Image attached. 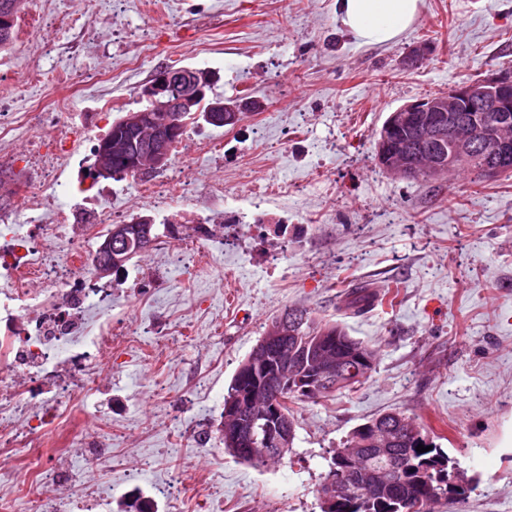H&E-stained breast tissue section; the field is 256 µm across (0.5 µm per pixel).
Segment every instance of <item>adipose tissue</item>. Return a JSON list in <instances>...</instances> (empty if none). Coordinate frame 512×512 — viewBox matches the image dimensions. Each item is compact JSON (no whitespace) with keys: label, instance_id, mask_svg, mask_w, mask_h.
Segmentation results:
<instances>
[{"label":"adipose tissue","instance_id":"1","mask_svg":"<svg viewBox=\"0 0 512 512\" xmlns=\"http://www.w3.org/2000/svg\"><path fill=\"white\" fill-rule=\"evenodd\" d=\"M421 0H336L337 17L364 44H387L417 19Z\"/></svg>","mask_w":512,"mask_h":512}]
</instances>
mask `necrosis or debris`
I'll return each instance as SVG.
<instances>
[{
	"label": "necrosis or debris",
	"mask_w": 512,
	"mask_h": 512,
	"mask_svg": "<svg viewBox=\"0 0 512 512\" xmlns=\"http://www.w3.org/2000/svg\"><path fill=\"white\" fill-rule=\"evenodd\" d=\"M65 128L34 144L38 175L19 189L17 206L0 212V446L24 451L19 459L0 455V475L24 470L27 512H61L74 480L71 449H79L86 465H112L111 416L99 415L98 435L85 438L69 433L59 405L111 400V388L96 375L99 366L112 362L114 337L134 336L149 348L155 337L175 328L162 313L129 326L113 320L112 285L97 279L93 255L107 226L127 223L128 217L109 207L111 189L74 192L60 165L72 161L74 143L94 127L69 121ZM135 188L158 222L171 227L153 246L163 263L129 269L120 279L139 304L149 301L153 289L173 287L172 267L194 268L201 250L218 241V226L288 222L287 215L269 208L278 192L273 183L254 187L245 207L223 186L192 184L174 173L136 182ZM198 194L223 199V209L183 208L185 198ZM183 224L192 225V235L180 233Z\"/></svg>",
	"instance_id": "1"
}]
</instances>
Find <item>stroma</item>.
Listing matches in <instances>:
<instances>
[{"label": "stroma", "mask_w": 512, "mask_h": 512, "mask_svg": "<svg viewBox=\"0 0 512 512\" xmlns=\"http://www.w3.org/2000/svg\"><path fill=\"white\" fill-rule=\"evenodd\" d=\"M425 56L408 61L417 45ZM215 71L213 95H249L262 111L237 127L197 125L223 139L221 165L198 153L183 175L223 183L247 204L251 187L287 186L267 224L224 238L212 273L112 315H181L154 351L114 350L112 468L83 470L113 498L192 484L178 512H321L317 489L335 448L357 425L401 412L471 477L466 497L436 512H512V176L397 179L375 156L378 132L405 103L512 71V0H422L394 42L358 44L336 0H24L14 43L0 51V106L10 116L75 118L100 99L109 129L138 109L164 66ZM391 289L393 302L341 317L348 281ZM343 321L377 351L368 381L332 401L294 406L297 438L256 468L225 453L216 429L231 379L285 307Z\"/></svg>", "instance_id": "1"}]
</instances>
